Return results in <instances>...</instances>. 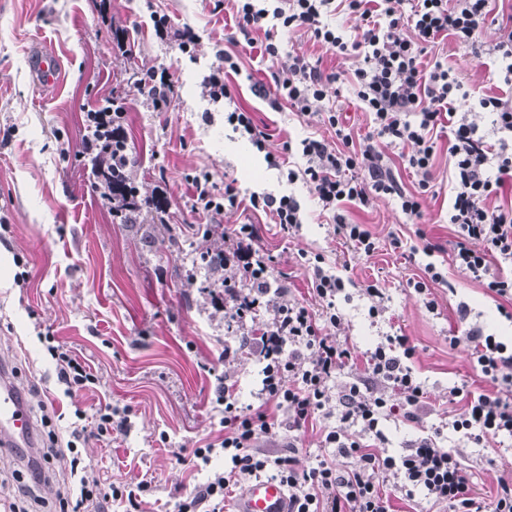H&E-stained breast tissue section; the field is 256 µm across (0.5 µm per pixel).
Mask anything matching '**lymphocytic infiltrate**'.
<instances>
[{
	"label": "lymphocytic infiltrate",
	"instance_id": "obj_1",
	"mask_svg": "<svg viewBox=\"0 0 512 512\" xmlns=\"http://www.w3.org/2000/svg\"><path fill=\"white\" fill-rule=\"evenodd\" d=\"M231 13L243 36L262 33L260 53L270 67L269 80L256 84L258 97L275 108H288L297 119L318 117L321 132L285 141L270 151L266 133L250 112L236 108L224 120L234 133L263 152L268 167L287 182L304 180L321 212L333 222L344 243L370 257L379 245L363 224L348 221L345 205L369 208L375 199L390 197L409 220L424 216L423 204L436 179L435 134L449 130L448 221L455 228L450 257L469 279L500 297L497 310L512 322V204L501 203L512 193V100L490 96L461 84L447 64L425 57L446 38L468 45L475 58L497 59L495 75L512 84V17L500 21L491 0H215ZM356 17L354 28L330 23V16ZM499 37L486 45L488 29ZM304 32L314 42L342 56L358 58L354 93L371 116L372 128L355 144L339 105L329 91L341 75L326 71L301 54L283 55L281 36ZM141 94L154 111H171L178 98L169 66L146 70L138 81ZM332 138H325V131ZM400 149V159L417 179L418 189L406 191L388 167V149ZM301 158L302 170L292 166ZM191 200L203 215L227 214L242 205L270 214L282 237H295L304 222L300 201L293 194L251 193L241 198L235 180L216 187L210 173L190 176ZM260 230L254 224L235 225L224 236V320L233 329L224 347L226 361L243 358L259 367L256 404L242 405L237 386L225 384L217 395L224 407V437L220 448L224 469L210 474L182 512H223L225 497L240 485L266 473L288 489V512H393L390 492L407 499L422 495L448 512H512V479L498 478L493 498L478 493L467 473L460 448H483L490 440L512 439V401L500 388L512 386V340L505 341L485 327H469L453 335L450 346L466 345L474 367L492 390L472 392L466 386L448 389L449 401L464 400L462 413L444 426L422 432L387 452V422L419 423L430 411L428 392L411 361L416 347L408 336L383 334L367 349H359L346 333L339 300L359 293L368 302V316L382 318L389 299L380 280L356 283L333 273L320 253H300L315 303L291 298V275L277 256L261 251ZM389 247L406 262L428 256L419 278L408 280L414 296L436 310L432 285L447 284L441 265L433 263L436 244L404 243L391 237ZM56 377L66 394L93 387L97 376L63 345L50 346ZM334 416L335 426L321 435L322 457L301 465L297 441L282 453L262 457L253 452L256 439L273 441L284 433L304 431L320 416ZM126 411L105 405L88 429H76L66 448H59L54 431L41 433L39 457L30 476L15 474L10 501L0 507L39 505L48 512H99L102 504L125 503L126 512H140L150 480L115 485L84 464L78 439L123 431ZM452 447H444V438ZM283 440V439H282ZM66 488L54 501L43 497L54 479Z\"/></svg>",
	"mask_w": 512,
	"mask_h": 512
}]
</instances>
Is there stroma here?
Segmentation results:
<instances>
[{
	"label": "stroma",
	"mask_w": 512,
	"mask_h": 512,
	"mask_svg": "<svg viewBox=\"0 0 512 512\" xmlns=\"http://www.w3.org/2000/svg\"><path fill=\"white\" fill-rule=\"evenodd\" d=\"M155 12L195 36L192 55L178 54L172 41L156 36L150 19ZM230 31L228 15L203 0H0V357L20 390L38 388L61 440L69 438L66 419L75 411L90 415L108 403L128 408L127 432L90 439L78 449L112 482L151 478L143 512H181L211 471L223 469L222 453H213L205 466L194 451L224 436L216 395L225 380L237 381L243 402L253 400L256 370L246 361L225 364L224 312L200 287L209 278L201 254L222 246V232L234 224L260 225L262 246L292 270L297 298L309 292L308 275L296 264L302 251L325 254L333 268L349 265L356 280L385 279L390 302L384 318L370 321L362 297L343 303L348 334L363 349L385 333L409 336L416 346L414 369L437 409L419 426H388L392 448L439 424L449 387L465 382L478 392L488 386L466 349L448 343L449 333L461 327L459 303L469 305L472 320L512 335L495 299L456 268H449L447 284L432 288L437 312L410 296L406 282L420 270L393 254L388 242L394 234L413 237L415 227L395 200L379 199L368 211L347 206L349 219L368 225L379 242L373 256L360 255L336 239L306 184L288 183L267 168L262 154L225 125V112L236 105L246 109L269 134L274 151L320 128L317 118L300 123L254 95L252 85L265 80L267 67L256 47L237 51L242 73L234 80L233 101L202 95L201 82L217 65ZM37 43L61 59L62 88L35 83L29 49ZM435 53L465 86L512 97V87L490 77L493 57L477 61L470 48L450 38ZM160 64L171 66L180 86L169 112L153 111L137 85L143 70ZM110 96L125 107L121 124L137 162L130 178L143 197L166 201L163 218L148 224L113 220L112 203L92 172L88 114ZM161 170L167 174L163 184L155 179ZM200 172L219 186L225 177L236 178L244 194L293 193L305 216L301 231L282 238L268 216L250 210L211 223L195 215L186 178ZM207 223L215 237L200 234ZM192 269L197 278L190 281ZM48 336L97 371V388L65 395L46 351ZM461 454L479 492L512 476V446L465 448Z\"/></svg>",
	"instance_id": "stroma-1"
}]
</instances>
